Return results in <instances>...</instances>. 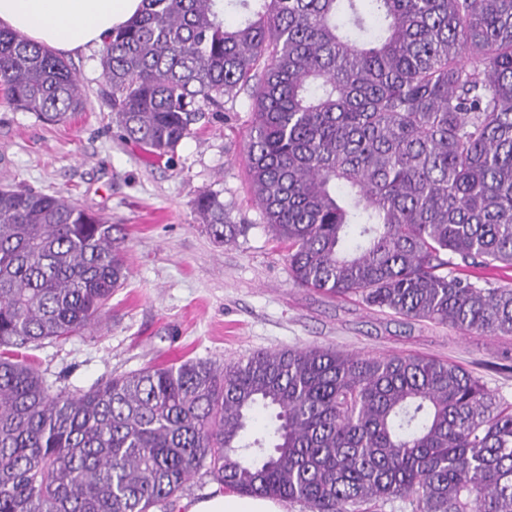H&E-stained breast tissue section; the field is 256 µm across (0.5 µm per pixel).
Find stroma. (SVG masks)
<instances>
[{"instance_id": "obj_1", "label": "stroma", "mask_w": 512, "mask_h": 512, "mask_svg": "<svg viewBox=\"0 0 512 512\" xmlns=\"http://www.w3.org/2000/svg\"><path fill=\"white\" fill-rule=\"evenodd\" d=\"M67 62L85 100L67 122H45L0 99V182L63 193L124 225L129 276L81 335L27 349L54 391L83 392L185 359L222 366L261 351L318 346L454 363L512 402V361L501 358L512 336L405 319L293 280L247 188V94L226 102L227 118L192 125L169 158L124 138L113 123L100 48ZM207 190L220 192L232 222L248 225L246 235L213 239L194 205Z\"/></svg>"}]
</instances>
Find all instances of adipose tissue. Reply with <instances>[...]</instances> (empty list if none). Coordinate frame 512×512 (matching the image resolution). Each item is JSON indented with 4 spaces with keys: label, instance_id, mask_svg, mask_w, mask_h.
Returning a JSON list of instances; mask_svg holds the SVG:
<instances>
[{
    "label": "adipose tissue",
    "instance_id": "ef3b65f1",
    "mask_svg": "<svg viewBox=\"0 0 512 512\" xmlns=\"http://www.w3.org/2000/svg\"><path fill=\"white\" fill-rule=\"evenodd\" d=\"M142 0H0V27L14 30L56 52L103 45L128 23ZM186 512H286L274 498L216 494L188 503Z\"/></svg>",
    "mask_w": 512,
    "mask_h": 512
}]
</instances>
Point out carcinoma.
<instances>
[{
    "label": "carcinoma",
    "mask_w": 512,
    "mask_h": 512,
    "mask_svg": "<svg viewBox=\"0 0 512 512\" xmlns=\"http://www.w3.org/2000/svg\"><path fill=\"white\" fill-rule=\"evenodd\" d=\"M142 0L101 54L123 136L174 155L201 104L251 99V194L292 277L406 319L512 336V0ZM0 87L48 122L84 109L51 50L0 28ZM213 238L249 228L220 193ZM119 224L0 186V512H152L201 468L242 495L358 512H512V403L463 367L323 347L187 360L53 392L11 353L98 319ZM268 415L264 434L251 425Z\"/></svg>",
    "instance_id": "1"
}]
</instances>
